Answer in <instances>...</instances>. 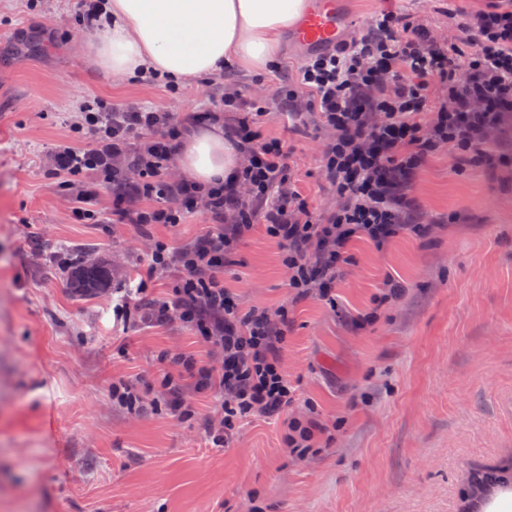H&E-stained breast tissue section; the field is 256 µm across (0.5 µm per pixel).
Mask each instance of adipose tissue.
Returning <instances> with one entry per match:
<instances>
[{"label": "adipose tissue", "mask_w": 512, "mask_h": 512, "mask_svg": "<svg viewBox=\"0 0 512 512\" xmlns=\"http://www.w3.org/2000/svg\"><path fill=\"white\" fill-rule=\"evenodd\" d=\"M307 7L308 0H103L104 32L89 50L116 81L151 72L177 84L231 64L261 70ZM179 161L206 185L235 168L237 153L212 127L184 139Z\"/></svg>", "instance_id": "adipose-tissue-1"}]
</instances>
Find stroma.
I'll return each instance as SVG.
<instances>
[{
	"label": "stroma",
	"instance_id": "35a3bbf8",
	"mask_svg": "<svg viewBox=\"0 0 512 512\" xmlns=\"http://www.w3.org/2000/svg\"><path fill=\"white\" fill-rule=\"evenodd\" d=\"M447 7L351 0L346 33L410 11L455 38ZM99 34L80 0H0V512H461L474 471L512 464V167L460 169L436 151L411 189L431 234L355 241L331 304L293 301L277 243L256 228L224 284L244 308L287 306L281 363L298 395L286 415L326 431L293 450L281 421L258 418L214 448L211 400L189 421L113 405L114 379L151 384L160 352L207 349L176 322L113 319L146 241L131 224L77 220L51 153L74 141L85 102L189 113L228 84L268 99L305 56L285 32L280 73L236 68L170 90L112 81L88 52ZM265 126L291 149L313 213L332 208L316 116L273 111ZM63 248L102 287L78 293L52 258ZM389 279L402 295L376 304Z\"/></svg>",
	"mask_w": 512,
	"mask_h": 512
}]
</instances>
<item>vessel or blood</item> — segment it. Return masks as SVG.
Here are the masks:
<instances>
[{
	"instance_id": "b4317fda",
	"label": "vessel or blood",
	"mask_w": 512,
	"mask_h": 512,
	"mask_svg": "<svg viewBox=\"0 0 512 512\" xmlns=\"http://www.w3.org/2000/svg\"><path fill=\"white\" fill-rule=\"evenodd\" d=\"M345 23L344 0H312L311 6L293 26L290 40L306 52L329 50L343 35Z\"/></svg>"
}]
</instances>
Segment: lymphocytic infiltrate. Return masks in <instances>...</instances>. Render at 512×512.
<instances>
[{
	"mask_svg": "<svg viewBox=\"0 0 512 512\" xmlns=\"http://www.w3.org/2000/svg\"><path fill=\"white\" fill-rule=\"evenodd\" d=\"M464 29L461 42L441 43L415 14H381L368 34L309 55L296 80L271 101L226 93L212 108L185 115L100 100L84 105L74 126L77 143L60 146L52 164L75 192L77 219L100 220L92 203L103 180L112 185L113 221L145 230L202 211L213 223L179 249L153 240L140 278L112 302L113 315L124 322L187 327L208 346L209 360L190 351L161 352L155 384L115 380L114 403L190 420L195 395H206L216 407L206 423L212 447H226L251 417L282 418L286 447H309L318 423L284 416L296 399L280 359L291 327L288 309H244L224 274L260 224L280 248L295 300H332L353 240L380 249L406 231L432 232V225L419 223L409 191L440 147L461 164L512 161L486 149L512 116V0L467 14ZM273 103L296 118L316 115L331 132L321 169L338 201L321 216L312 215L297 186L290 150L266 133ZM207 122L223 128L241 163L207 187L188 176L171 180L183 139ZM174 264L179 279L170 292L155 294L152 281Z\"/></svg>",
	"mask_w": 512,
	"mask_h": 512,
	"instance_id": "f902f5d3",
	"label": "lymphocytic infiltrate"
}]
</instances>
